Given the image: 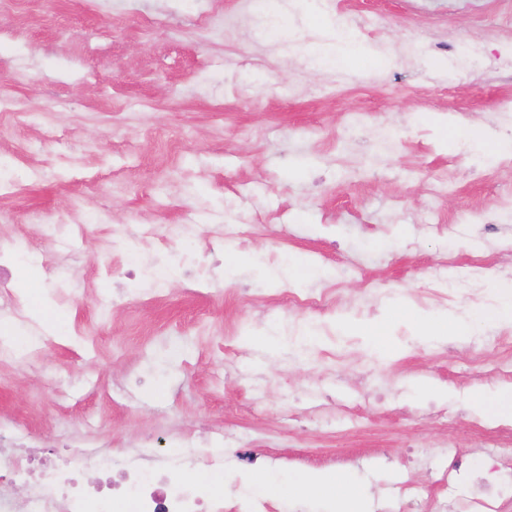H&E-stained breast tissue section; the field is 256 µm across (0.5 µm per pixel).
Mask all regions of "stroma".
<instances>
[{
	"mask_svg": "<svg viewBox=\"0 0 512 512\" xmlns=\"http://www.w3.org/2000/svg\"><path fill=\"white\" fill-rule=\"evenodd\" d=\"M317 5L369 58L311 68L321 29L296 11L292 38L270 36L266 0H22L0 15V91L32 117L0 121V176L21 181L0 199V241L43 257L16 268L15 293L59 315L34 368L0 366V429L60 458L75 433L120 453L188 430L241 472L356 471L384 512H474L481 465L512 512V421L471 404L512 387V324L472 318L512 284V154L488 166L441 138L512 139V0ZM387 128L397 141L377 151ZM67 214L89 224L73 250L51 227ZM143 224L195 225L143 261H197L206 286L108 274L113 240ZM449 259L480 288L441 304ZM328 283L319 310L281 302ZM403 301L470 319L469 336L424 340L398 317L380 358L338 325ZM282 322L329 327L332 356L251 345Z\"/></svg>",
	"mask_w": 512,
	"mask_h": 512,
	"instance_id": "obj_1",
	"label": "stroma"
}]
</instances>
